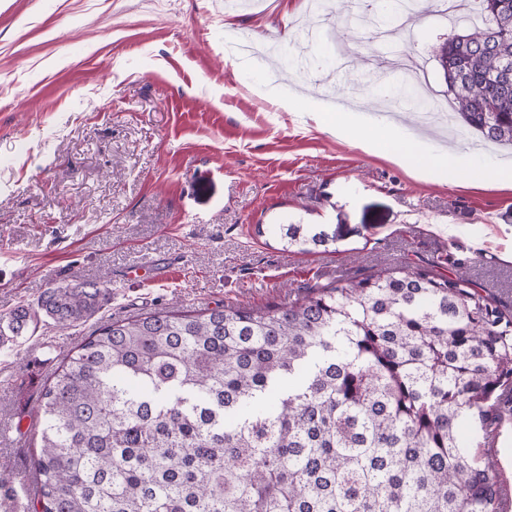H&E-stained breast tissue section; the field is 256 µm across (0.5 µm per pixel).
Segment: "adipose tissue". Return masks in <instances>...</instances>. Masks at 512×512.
<instances>
[{"label":"adipose tissue","mask_w":512,"mask_h":512,"mask_svg":"<svg viewBox=\"0 0 512 512\" xmlns=\"http://www.w3.org/2000/svg\"><path fill=\"white\" fill-rule=\"evenodd\" d=\"M332 131L337 137L353 139L364 152L382 154L424 179L456 186L479 182L512 187V164L505 162L490 169L473 170L465 153L455 150L444 156L435 155L415 136H394L392 125L385 121L374 119L361 127L352 122L347 111L340 110Z\"/></svg>","instance_id":"ef3b65f1"}]
</instances>
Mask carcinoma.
<instances>
[{"label": "carcinoma", "mask_w": 512, "mask_h": 512, "mask_svg": "<svg viewBox=\"0 0 512 512\" xmlns=\"http://www.w3.org/2000/svg\"><path fill=\"white\" fill-rule=\"evenodd\" d=\"M434 50L457 118L512 145V0ZM396 105L428 101L398 86ZM301 252L321 224H274ZM108 280L52 284L0 342L69 328ZM512 395V306L434 265L316 284L285 305L113 320L41 391L32 512H503L481 451Z\"/></svg>", "instance_id": "obj_1"}]
</instances>
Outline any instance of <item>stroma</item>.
Wrapping results in <instances>:
<instances>
[{
  "label": "stroma",
  "mask_w": 512,
  "mask_h": 512,
  "mask_svg": "<svg viewBox=\"0 0 512 512\" xmlns=\"http://www.w3.org/2000/svg\"><path fill=\"white\" fill-rule=\"evenodd\" d=\"M317 23L308 0H0V316L36 305L54 280L110 277L95 316L0 346V427L36 411L62 360L100 325L172 307L287 302L303 287L385 264L454 254L477 287L512 305V188L457 187L336 137L331 115L286 112L257 96L276 70L260 52L226 66L244 32L284 44L292 70L278 95L328 100L397 80L375 62L367 17L386 0H329ZM419 0L410 45L420 83L444 97L433 56L450 24ZM436 155L464 149L474 169L512 162V149H472L476 132L413 129ZM275 224H324L336 243L284 249ZM452 225L449 234L435 232ZM31 433L0 440V473L32 477Z\"/></svg>",
  "instance_id": "1"
}]
</instances>
